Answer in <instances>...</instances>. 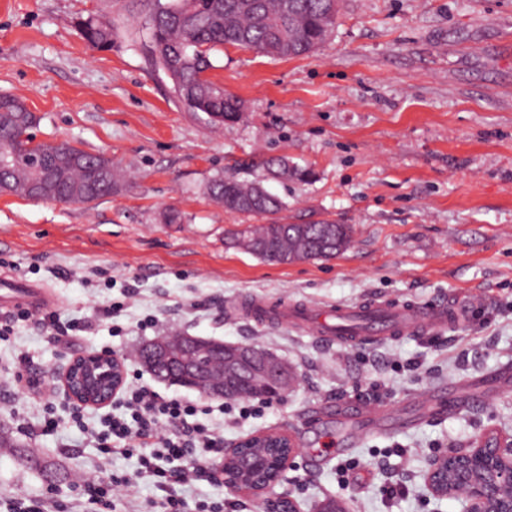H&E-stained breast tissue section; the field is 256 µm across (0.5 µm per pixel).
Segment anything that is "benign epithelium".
I'll return each instance as SVG.
<instances>
[{
    "mask_svg": "<svg viewBox=\"0 0 512 512\" xmlns=\"http://www.w3.org/2000/svg\"><path fill=\"white\" fill-rule=\"evenodd\" d=\"M204 345L201 338L158 337L151 341L142 364L160 380L187 386L210 399L260 397L284 399L296 378L288 363L255 345L207 344L215 355L213 373L195 366L194 359L182 356L189 347ZM127 376L125 359L100 353L69 360L57 372L59 388L74 406L103 408L112 404ZM249 384L251 393L241 390ZM269 443L283 449L276 475L267 483L244 480L240 473L252 463L237 454L238 448ZM299 448L291 435L271 430L251 435L224 448V482L234 489L262 498L265 512H300L290 496L269 495ZM425 483L438 499L460 498L464 512H512V433L488 431L465 446L450 448L428 460Z\"/></svg>",
    "mask_w": 512,
    "mask_h": 512,
    "instance_id": "benign-epithelium-1",
    "label": "benign epithelium"
}]
</instances>
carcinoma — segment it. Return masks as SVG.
<instances>
[{"label":"carcinoma","instance_id":"1","mask_svg":"<svg viewBox=\"0 0 512 512\" xmlns=\"http://www.w3.org/2000/svg\"><path fill=\"white\" fill-rule=\"evenodd\" d=\"M340 9L341 0H153L142 32L152 65L171 80L178 101L188 111L203 112L212 122L222 124L237 119L244 104L206 77L212 68V50L231 45L267 56H304L325 41ZM78 28L92 47L112 49L117 34L112 20L89 16L78 21ZM36 121L24 101L1 95L0 151L15 149L22 128H30ZM45 166L55 170L45 201L89 204L112 195L119 186L112 159L64 146L20 156L13 169L0 170V181L27 197V180L16 172L32 176ZM265 171H278L282 178L300 181L312 176L311 171L289 163L285 157L267 160ZM265 180L264 176L250 181L217 176L208 187L209 194L229 212L269 217V223L240 236L260 242L261 260L290 264L329 259L347 249L352 236L347 224L281 222L283 201L272 193L255 194V188Z\"/></svg>","mask_w":512,"mask_h":512}]
</instances>
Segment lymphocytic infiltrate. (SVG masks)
Listing matches in <instances>:
<instances>
[{"label": "lymphocytic infiltrate", "instance_id": "f902f5d3", "mask_svg": "<svg viewBox=\"0 0 512 512\" xmlns=\"http://www.w3.org/2000/svg\"><path fill=\"white\" fill-rule=\"evenodd\" d=\"M120 406L121 414L105 415L96 426L78 410L71 422L96 448L101 464H110L116 454L134 455L136 473L131 478L114 474L106 481H83L71 512H112L117 493L135 480L154 489L152 505L159 512H184L182 488L217 477L209 464L211 454L223 451V429L199 422L196 404L161 395L146 384L124 385Z\"/></svg>", "mask_w": 512, "mask_h": 512}]
</instances>
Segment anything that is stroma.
<instances>
[{
	"instance_id": "stroma-1",
	"label": "stroma",
	"mask_w": 512,
	"mask_h": 512,
	"mask_svg": "<svg viewBox=\"0 0 512 512\" xmlns=\"http://www.w3.org/2000/svg\"><path fill=\"white\" fill-rule=\"evenodd\" d=\"M145 10L144 0H0V95L36 113L38 140L110 156L122 177L88 205L0 196V274L50 291L61 323H91L52 336L35 316L0 340V434L14 442L0 448V512L19 498L78 496L96 451L66 424L57 371L105 351L160 394L211 408L225 442L290 433L299 452L273 492L301 512L327 498L351 512H464L460 499L431 496L424 472L433 454L512 432V0H343L310 55L216 48L209 79L245 103L240 119L220 125L187 111L149 62L138 33ZM88 15L112 19L111 49L80 37L76 21ZM280 156L313 172L266 181L286 204L284 222L352 225L346 251L280 265L230 244L231 232L266 218L226 212L208 194L211 179L251 180ZM172 209L181 223H165ZM245 296L322 309L376 298L479 303L438 335L344 347L239 318L232 307ZM179 334L265 348L299 383L251 417L221 414L219 400L140 363L146 342ZM23 355L40 394L10 375ZM449 390L450 411L418 400ZM48 405L63 422L52 435L37 428ZM365 407L386 415V429L343 443ZM395 482L402 494L387 496ZM185 498V512L200 501L263 512L222 483L194 482Z\"/></svg>"
}]
</instances>
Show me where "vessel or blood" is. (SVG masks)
<instances>
[{
	"mask_svg": "<svg viewBox=\"0 0 512 512\" xmlns=\"http://www.w3.org/2000/svg\"><path fill=\"white\" fill-rule=\"evenodd\" d=\"M0 287L7 291L0 299L4 306L22 307L30 311L42 309L46 304L44 294L36 288L6 280ZM239 317L303 328L317 324V334L327 341L342 345L381 336L405 334L433 335L445 329L448 323L458 321L465 313L459 305L432 304L429 306H398L386 300H377L362 309L345 306L320 310L294 302H270L250 299L237 305Z\"/></svg>",
	"mask_w": 512,
	"mask_h": 512,
	"instance_id": "obj_1",
	"label": "vessel or blood"
}]
</instances>
